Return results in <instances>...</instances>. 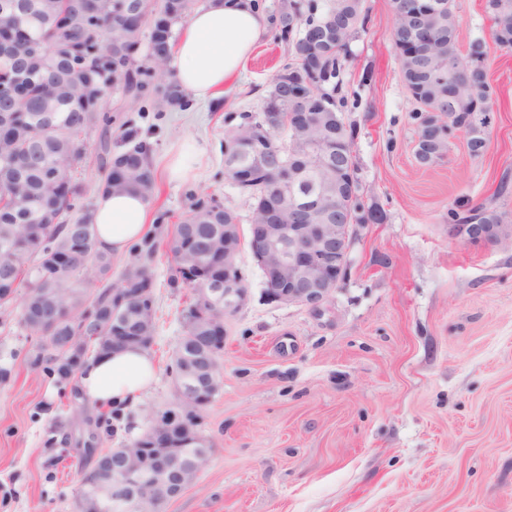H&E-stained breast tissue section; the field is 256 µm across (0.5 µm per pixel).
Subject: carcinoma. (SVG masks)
<instances>
[{
	"instance_id": "cac0c4a2",
	"label": "carcinoma",
	"mask_w": 512,
	"mask_h": 512,
	"mask_svg": "<svg viewBox=\"0 0 512 512\" xmlns=\"http://www.w3.org/2000/svg\"><path fill=\"white\" fill-rule=\"evenodd\" d=\"M199 0H75L80 21H73L64 0H16L14 18L28 26L37 45L14 47L0 54V74L31 76L27 92L5 111H0V307L16 306L18 324L25 331L46 339L31 355L30 364L55 375L66 385L72 379L68 360L82 352V361L103 352L102 341L112 329L122 327L128 336H142L140 346L151 348L156 336V303L148 292L129 306L112 307V293L127 288L154 286V271L161 243L172 258L166 285L174 292L187 288L192 298L182 310L184 333L206 336L212 317L203 314L207 299L189 281L188 271L201 270L206 279L224 278V225L238 217L220 196L189 188L184 193V217L169 224L168 211L159 212L143 238L125 256L124 268L113 282L112 253L99 249L92 211L77 208L87 194L81 177L87 156L85 137L97 133V168L105 176L97 190L134 191L152 198L156 186L153 155L156 143L150 137L157 125L142 126L146 113L162 119L169 109L187 111L188 94L168 79L169 51H154L157 33L166 46L178 37V26ZM444 10L422 19L415 0H399L392 33L402 82L416 92L417 108L412 118L423 122L429 112L448 122V130L417 144V161L426 166L442 159L449 150L455 125L468 119V149L482 155L488 146L490 112L495 90L483 66L486 44L475 40L467 52L460 51L458 21L453 0H444ZM256 5L266 13L276 39L294 46L271 80L258 112H242L230 131L224 152L225 179L253 201L256 224H321V213L298 215L283 203L284 177L288 167H305L300 193L328 182L331 191L324 207L349 211L354 224L377 220V211L358 194L336 188V169L310 166L307 147L334 145L339 159L356 167L353 142L356 127L344 119L348 106L342 93V76L348 44L367 21L365 0H274ZM496 44L512 51V0H485ZM122 102L117 113L105 111L107 98ZM307 106V124H288L295 103ZM275 129L268 131L263 122ZM119 133L112 135V125ZM262 138L277 149L285 166L255 164L248 180L236 182L229 169L234 159H247L254 142ZM450 224H485L496 236L504 223L502 213L486 204H473L465 197L448 209ZM200 370L199 378L209 390L213 367L219 358L199 345L180 340L172 359L175 383H180L184 365ZM206 405L179 399L166 408H143L142 433L126 446L129 460L135 448L150 434L172 420L186 417L182 453L210 455L212 444L201 430ZM118 448L101 452L89 469L81 472L78 498L92 505L106 468Z\"/></svg>"
}]
</instances>
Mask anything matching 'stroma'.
<instances>
[{"mask_svg": "<svg viewBox=\"0 0 512 512\" xmlns=\"http://www.w3.org/2000/svg\"><path fill=\"white\" fill-rule=\"evenodd\" d=\"M485 0H455L458 43H488L496 91L489 145L471 157L464 136L442 160L418 165L414 103L392 42V0H366L367 23L348 46L345 112L357 126L359 193L383 219L360 224L338 288L311 310L272 299L250 247L252 201L224 179L228 115L259 111L285 47L267 37L224 86L161 120L153 208L184 212V182L163 167L171 149L201 151L192 182L239 219L245 299L224 319L222 382L203 413L211 455L165 512H512V242L448 235L462 196L494 201L512 225V55L492 42ZM160 254L156 374L140 406L175 393L167 371L184 332L189 290L166 286ZM42 337L0 313V512H77L83 443L95 426L70 422V387L30 369Z\"/></svg>", "mask_w": 512, "mask_h": 512, "instance_id": "1", "label": "stroma"}]
</instances>
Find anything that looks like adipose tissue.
<instances>
[{
	"label": "adipose tissue",
	"mask_w": 512,
	"mask_h": 512,
	"mask_svg": "<svg viewBox=\"0 0 512 512\" xmlns=\"http://www.w3.org/2000/svg\"><path fill=\"white\" fill-rule=\"evenodd\" d=\"M269 33L265 14L253 0H206L185 19L170 51L176 83L191 97L212 100L237 74L255 46ZM153 220L149 204L139 195L100 193L93 221L101 249L125 254ZM154 378L147 351L125 348L104 354L84 370L80 390L95 407L138 401Z\"/></svg>",
	"instance_id": "adipose-tissue-1"
}]
</instances>
